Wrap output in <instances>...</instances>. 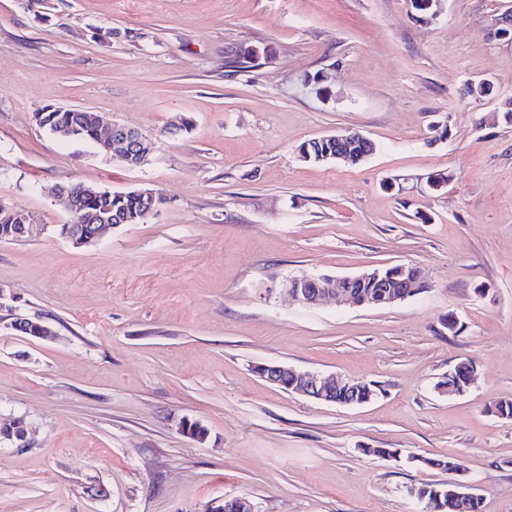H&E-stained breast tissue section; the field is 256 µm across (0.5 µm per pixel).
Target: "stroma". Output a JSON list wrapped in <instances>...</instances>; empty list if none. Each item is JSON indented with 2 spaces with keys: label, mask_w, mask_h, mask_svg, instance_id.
Returning a JSON list of instances; mask_svg holds the SVG:
<instances>
[{
  "label": "stroma",
  "mask_w": 512,
  "mask_h": 512,
  "mask_svg": "<svg viewBox=\"0 0 512 512\" xmlns=\"http://www.w3.org/2000/svg\"><path fill=\"white\" fill-rule=\"evenodd\" d=\"M512 0H0V200L35 231L0 241V512H423L456 479L512 512ZM256 49L255 67H227ZM487 79L491 98L465 93ZM88 108L150 137L130 167L39 127ZM344 129L376 152L305 163ZM445 172L448 184L426 179ZM63 183L166 204L76 245ZM419 267L385 308L305 307L300 275ZM463 329H443L448 313ZM18 318L55 338L21 336ZM469 389L436 385L461 360ZM259 363L375 385L343 407ZM196 421L197 442L182 431ZM377 448L397 459L374 456ZM452 461L454 471L427 466Z\"/></svg>",
  "instance_id": "obj_1"
}]
</instances>
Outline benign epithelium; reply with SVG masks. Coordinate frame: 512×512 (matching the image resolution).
<instances>
[{"label":"benign epithelium","instance_id":"1","mask_svg":"<svg viewBox=\"0 0 512 512\" xmlns=\"http://www.w3.org/2000/svg\"><path fill=\"white\" fill-rule=\"evenodd\" d=\"M99 132L111 137L119 150L113 154V157L135 166L139 159L147 156L152 148V143L142 133L114 124L110 127L99 126ZM323 140L336 141V152H326L319 154L321 162H359L374 153L366 145L372 143V140L358 131H343L323 137ZM103 194L97 187L79 184L72 186L70 184H61L56 189L57 202L69 213L70 223L62 227V235L76 245H89L98 242L112 231V219H105L100 224L87 225L78 222L80 215V202L82 197L100 196ZM406 264H397L391 268L390 273L383 270H366L358 275L348 277V280L358 284L372 282L381 288H397L398 292L390 295V300H405L408 296H416L426 288L428 283L424 280L422 274L414 275L407 273ZM312 284V290H306V287L300 285V281ZM339 277L333 276H296L286 281L285 290L289 297L304 306H310L320 303L326 298H332L338 302L343 298L338 293ZM11 328L16 333L25 330L31 331L39 338H47L53 335L52 330L46 324L31 321L29 319H17L11 324ZM260 377L276 384L290 393L310 397L315 400L334 403L339 405H356L369 402L376 392L372 390V384L363 381H354L344 379L336 374H323L311 371H299L281 364L260 363L254 366ZM473 367L455 366L454 375L456 376L457 386H441L439 390L450 394H459L468 388L473 380ZM477 498L472 492V488L461 481L455 482V487L450 490L449 505L450 509H455L457 505H465L471 500Z\"/></svg>","mask_w":512,"mask_h":512}]
</instances>
